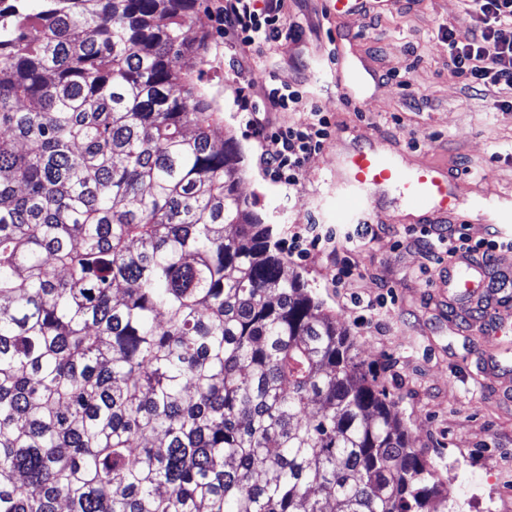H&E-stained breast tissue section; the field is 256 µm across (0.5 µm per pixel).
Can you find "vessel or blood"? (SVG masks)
Wrapping results in <instances>:
<instances>
[{"mask_svg": "<svg viewBox=\"0 0 512 512\" xmlns=\"http://www.w3.org/2000/svg\"><path fill=\"white\" fill-rule=\"evenodd\" d=\"M387 185L397 187L409 205L428 216L438 218L457 211L447 172L430 164L407 171L375 148L361 147L350 154L346 175L336 185L337 219L363 211L371 194ZM483 271V266L466 261L452 263L448 284L460 292H472L482 286Z\"/></svg>", "mask_w": 512, "mask_h": 512, "instance_id": "obj_1", "label": "vessel or blood"}]
</instances>
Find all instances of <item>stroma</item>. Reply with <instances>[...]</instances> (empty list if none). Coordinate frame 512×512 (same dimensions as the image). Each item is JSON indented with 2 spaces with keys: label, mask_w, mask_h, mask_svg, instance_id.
I'll return each instance as SVG.
<instances>
[{
  "label": "stroma",
  "mask_w": 512,
  "mask_h": 512,
  "mask_svg": "<svg viewBox=\"0 0 512 512\" xmlns=\"http://www.w3.org/2000/svg\"><path fill=\"white\" fill-rule=\"evenodd\" d=\"M464 9L465 0H395L382 14L337 21L323 0H284L283 19L296 35L245 56L214 46L182 65L202 72L224 133L241 150V193L271 224L274 241L287 247L289 228L313 220L337 232V251L292 255L288 265L351 332L359 359L379 369L413 448L436 480L454 485L456 512H512V335H491L450 306L448 256L427 260L415 237L425 219L400 213V198L376 192L373 209L345 223L335 211L333 183L363 144L413 168L445 170L472 240L488 239L499 211H512V90L476 92L448 71L445 38ZM271 78L304 97L300 111L270 113L271 123L309 122L315 105L330 121L328 139L294 187L260 170L258 139L238 101L240 87L252 85L257 96ZM350 236L360 242L353 251ZM342 260L351 274L340 283Z\"/></svg>",
  "instance_id": "stroma-1"
}]
</instances>
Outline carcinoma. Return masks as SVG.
Listing matches in <instances>:
<instances>
[{
  "label": "carcinoma",
  "instance_id": "cac0c4a2",
  "mask_svg": "<svg viewBox=\"0 0 512 512\" xmlns=\"http://www.w3.org/2000/svg\"><path fill=\"white\" fill-rule=\"evenodd\" d=\"M202 0H0V512H448L181 65Z\"/></svg>",
  "mask_w": 512,
  "mask_h": 512
}]
</instances>
